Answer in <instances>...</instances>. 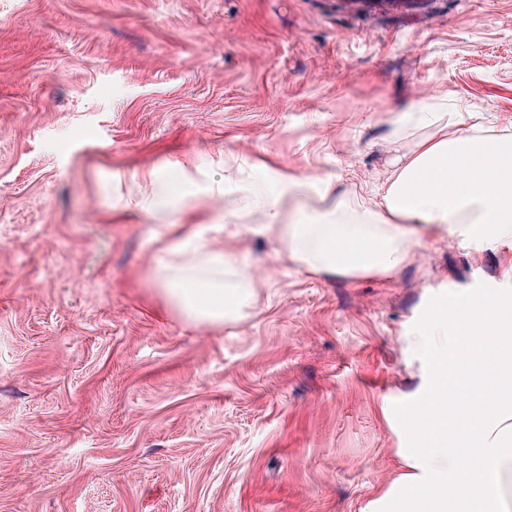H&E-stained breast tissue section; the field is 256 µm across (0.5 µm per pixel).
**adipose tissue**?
Returning <instances> with one entry per match:
<instances>
[{
	"label": "adipose tissue",
	"instance_id": "ef3b65f1",
	"mask_svg": "<svg viewBox=\"0 0 512 512\" xmlns=\"http://www.w3.org/2000/svg\"><path fill=\"white\" fill-rule=\"evenodd\" d=\"M394 150L375 195L362 197L313 173L277 172L272 187L240 179L229 213L251 219L277 239L280 263L310 273L389 275L405 266L422 236L459 245H512V130L474 112H452L433 96L401 113ZM171 240L143 273L184 319L221 326L248 318L256 271L233 248H213L201 226L170 227ZM467 296L451 294L402 338L420 354L428 381L417 392L424 417H404L414 448L396 451L398 474L362 512H512V405L495 397L508 377L498 362L512 345L503 327L512 307L495 299L472 323Z\"/></svg>",
	"mask_w": 512,
	"mask_h": 512
}]
</instances>
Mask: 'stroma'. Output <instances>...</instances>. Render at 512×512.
Here are the masks:
<instances>
[{
	"instance_id": "35a3bbf8",
	"label": "stroma",
	"mask_w": 512,
	"mask_h": 512,
	"mask_svg": "<svg viewBox=\"0 0 512 512\" xmlns=\"http://www.w3.org/2000/svg\"><path fill=\"white\" fill-rule=\"evenodd\" d=\"M433 94L512 125V0H0V512H361L419 381L402 336L438 296L512 299V248L312 274L210 189H373ZM150 171L196 206L128 207ZM174 223L255 265L250 317L145 284Z\"/></svg>"
}]
</instances>
